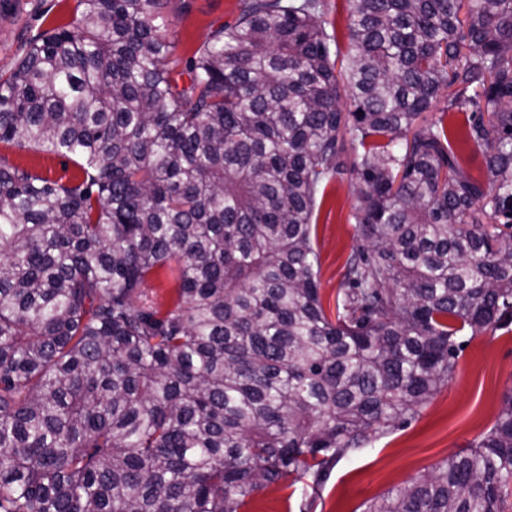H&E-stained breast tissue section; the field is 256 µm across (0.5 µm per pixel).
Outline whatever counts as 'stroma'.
Masks as SVG:
<instances>
[{
  "instance_id": "1",
  "label": "stroma",
  "mask_w": 512,
  "mask_h": 512,
  "mask_svg": "<svg viewBox=\"0 0 512 512\" xmlns=\"http://www.w3.org/2000/svg\"><path fill=\"white\" fill-rule=\"evenodd\" d=\"M239 0H184L181 13L169 15L176 55L187 59L219 27L234 23ZM77 0H0V70H10L29 41L41 32L70 26ZM470 110L435 106L424 121L445 127L455 152L474 177L485 175L481 161H469L463 136ZM0 155L33 173L69 181L79 176L75 163L35 150L0 143ZM344 168L320 188L313 217L314 245L320 254V296L328 317L336 315V297L344 282L345 264L360 240L354 214L360 186L351 153ZM452 377L419 411L415 419L359 451L341 458L327 480L313 488L289 480L265 486L240 512H364L389 491L410 485L437 463L468 448L493 425L505 394L512 392V323L478 333L463 332Z\"/></svg>"
}]
</instances>
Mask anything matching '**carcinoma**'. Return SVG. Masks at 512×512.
I'll return each instance as SVG.
<instances>
[{"label": "carcinoma", "mask_w": 512, "mask_h": 512, "mask_svg": "<svg viewBox=\"0 0 512 512\" xmlns=\"http://www.w3.org/2000/svg\"><path fill=\"white\" fill-rule=\"evenodd\" d=\"M175 2L78 0L0 73V143L81 172L0 157V512H239L316 487L448 383L460 333L512 322V0H347L344 53L320 0H240L184 64ZM454 84L483 180L419 124ZM342 86L362 246L333 321L312 221ZM164 268L168 309L145 288ZM510 498L512 392L365 512ZM0 155L11 163L19 164L33 173L54 180L62 179V182H67L75 180L76 176L80 175L79 168L73 161L56 155H47L35 150H18L4 143H0Z\"/></svg>", "instance_id": "carcinoma-1"}]
</instances>
